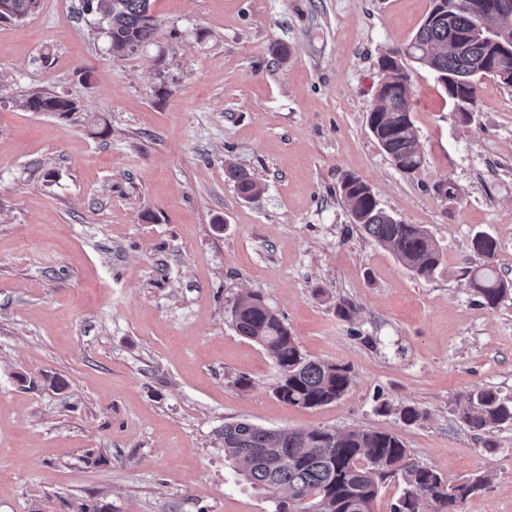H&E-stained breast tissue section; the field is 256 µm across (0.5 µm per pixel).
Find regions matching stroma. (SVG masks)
Segmentation results:
<instances>
[{
    "label": "stroma",
    "instance_id": "obj_1",
    "mask_svg": "<svg viewBox=\"0 0 512 512\" xmlns=\"http://www.w3.org/2000/svg\"><path fill=\"white\" fill-rule=\"evenodd\" d=\"M429 5L151 0L154 41L122 57L81 0L0 21V512H274L224 460L238 421L388 432L448 482L491 474L463 512H512V425L475 431L457 409L479 387L512 398V289L490 309L467 275L512 280V88L484 79L464 120L414 66L412 177L367 126L380 57ZM37 93L78 109L23 108ZM231 163L259 197L237 193ZM349 174L430 231L433 278L353 224ZM478 231L494 259L471 251ZM248 294L309 358L350 368L341 398L276 397L273 361L232 323ZM229 181L234 183L238 192L246 199H253L261 193V186L245 169L229 165L225 170Z\"/></svg>",
    "mask_w": 512,
    "mask_h": 512
}]
</instances>
